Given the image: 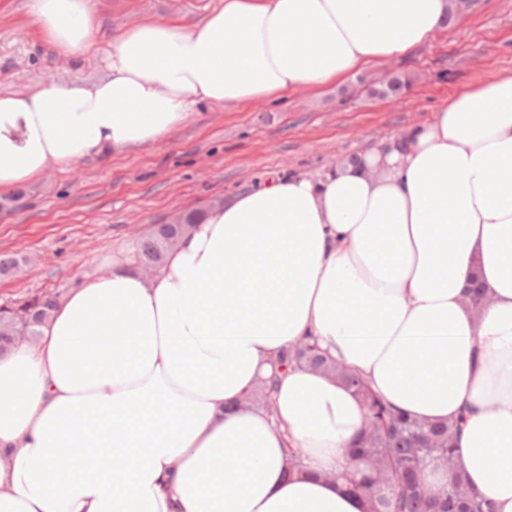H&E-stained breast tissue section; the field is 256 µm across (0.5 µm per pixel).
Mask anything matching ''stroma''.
<instances>
[{
	"label": "stroma",
	"mask_w": 512,
	"mask_h": 512,
	"mask_svg": "<svg viewBox=\"0 0 512 512\" xmlns=\"http://www.w3.org/2000/svg\"><path fill=\"white\" fill-rule=\"evenodd\" d=\"M219 0H98L102 33L149 18L199 20ZM105 45L82 62L59 54L33 23L30 0H0V90L92 81ZM411 79L397 98L370 87L394 72ZM512 74V0H474L447 30L404 55L372 62L346 81L299 88L275 101L200 105L162 140L54 167L0 217V254L28 257L0 279V306L70 288L106 270L115 250L176 214L284 175L315 177L344 157L398 142L449 99Z\"/></svg>",
	"instance_id": "stroma-1"
}]
</instances>
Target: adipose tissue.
I'll return each mask as SVG.
<instances>
[{
  "label": "adipose tissue",
  "instance_id": "ef3b65f1",
  "mask_svg": "<svg viewBox=\"0 0 512 512\" xmlns=\"http://www.w3.org/2000/svg\"><path fill=\"white\" fill-rule=\"evenodd\" d=\"M66 59L96 0H31ZM453 0H221L197 22L133 21L107 74L0 92V196L54 166L158 142L200 103L348 78L448 26ZM130 251L0 355V512H364L339 473L357 395L305 368L276 415L244 404L315 337L393 407L462 419L470 487L512 512V75L443 104L402 144L214 204L146 276ZM478 274L491 303L469 309ZM297 449L299 472L289 473Z\"/></svg>",
  "mask_w": 512,
  "mask_h": 512
}]
</instances>
